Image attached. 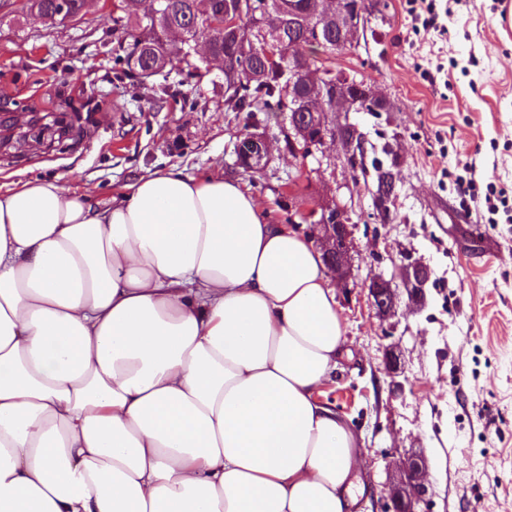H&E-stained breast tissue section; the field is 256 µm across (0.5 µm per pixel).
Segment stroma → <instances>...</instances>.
<instances>
[{"label":"stroma","mask_w":512,"mask_h":512,"mask_svg":"<svg viewBox=\"0 0 512 512\" xmlns=\"http://www.w3.org/2000/svg\"><path fill=\"white\" fill-rule=\"evenodd\" d=\"M336 67L372 85L388 112H332L364 135L366 160L396 174L389 219L373 206V172L348 167L339 144L293 154L288 125L259 113L263 172L232 169L245 123L224 109V74L178 72L141 81L122 70L132 39L89 0L80 19L47 25L23 0L0 9V138L15 106L45 114L84 105V134L52 151L0 147V192L27 181L91 190L107 201L147 172L174 168L246 183L272 221L300 223L337 199L353 218L349 285L332 280L349 350L320 400L363 434L353 512H381L387 478L409 455L428 460L420 512H512V223H489L488 189L512 199V0H438L424 31L406 0H386ZM299 183H292V176ZM474 180L461 199L457 182ZM430 266L426 306L382 319L365 285ZM401 368L389 372L386 349Z\"/></svg>","instance_id":"35a3bbf8"}]
</instances>
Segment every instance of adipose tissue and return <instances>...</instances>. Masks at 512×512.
Returning a JSON list of instances; mask_svg holds the SVG:
<instances>
[{"mask_svg": "<svg viewBox=\"0 0 512 512\" xmlns=\"http://www.w3.org/2000/svg\"><path fill=\"white\" fill-rule=\"evenodd\" d=\"M313 238L176 169L0 193V512H350Z\"/></svg>", "mask_w": 512, "mask_h": 512, "instance_id": "obj_1", "label": "adipose tissue"}]
</instances>
